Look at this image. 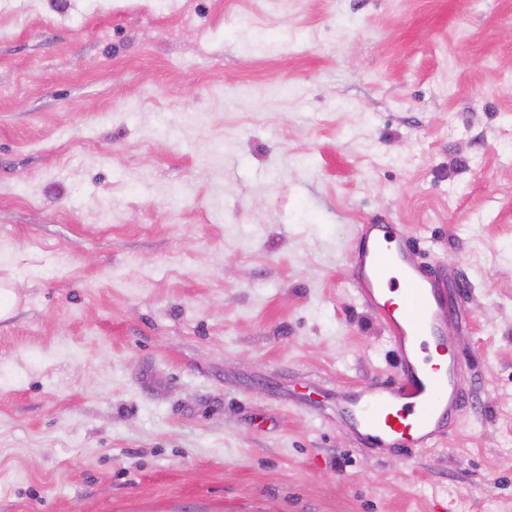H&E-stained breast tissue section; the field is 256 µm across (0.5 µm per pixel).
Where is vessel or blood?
Returning <instances> with one entry per match:
<instances>
[{
	"label": "vessel or blood",
	"mask_w": 512,
	"mask_h": 512,
	"mask_svg": "<svg viewBox=\"0 0 512 512\" xmlns=\"http://www.w3.org/2000/svg\"><path fill=\"white\" fill-rule=\"evenodd\" d=\"M358 236L353 285L386 325L397 375L345 400L336 412L349 419L372 453L432 447L446 437L463 402L454 378L460 354L444 331L451 313L448 290L413 260L396 225L362 224ZM392 284L399 285L400 300L390 298Z\"/></svg>",
	"instance_id": "b4317fda"
}]
</instances>
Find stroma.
Here are the masks:
<instances>
[{"mask_svg":"<svg viewBox=\"0 0 512 512\" xmlns=\"http://www.w3.org/2000/svg\"><path fill=\"white\" fill-rule=\"evenodd\" d=\"M395 224L468 400L369 456ZM0 512H512V0H0Z\"/></svg>","mask_w":512,"mask_h":512,"instance_id":"obj_1","label":"stroma"}]
</instances>
